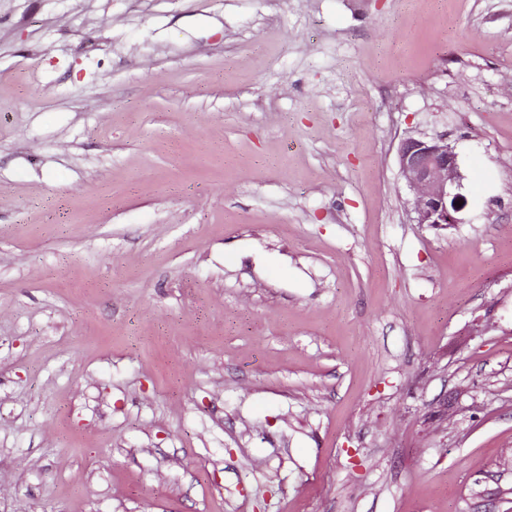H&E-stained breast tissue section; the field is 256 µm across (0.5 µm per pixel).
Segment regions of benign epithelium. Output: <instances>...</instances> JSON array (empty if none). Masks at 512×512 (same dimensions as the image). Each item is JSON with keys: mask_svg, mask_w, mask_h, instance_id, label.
I'll use <instances>...</instances> for the list:
<instances>
[{"mask_svg": "<svg viewBox=\"0 0 512 512\" xmlns=\"http://www.w3.org/2000/svg\"><path fill=\"white\" fill-rule=\"evenodd\" d=\"M400 174L412 196L413 221L434 228L458 223L455 213L466 204L460 193L462 175L446 137H409L398 149Z\"/></svg>", "mask_w": 512, "mask_h": 512, "instance_id": "benign-epithelium-1", "label": "benign epithelium"}]
</instances>
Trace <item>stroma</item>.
<instances>
[{
    "label": "stroma",
    "mask_w": 512,
    "mask_h": 512,
    "mask_svg": "<svg viewBox=\"0 0 512 512\" xmlns=\"http://www.w3.org/2000/svg\"><path fill=\"white\" fill-rule=\"evenodd\" d=\"M0 512H512V0H0ZM398 163L412 196L413 221L434 228L457 224L454 214L464 208L466 199L460 193L463 177L457 157L446 137L406 138L398 149ZM457 201L461 207L455 206Z\"/></svg>",
    "instance_id": "stroma-1"
}]
</instances>
